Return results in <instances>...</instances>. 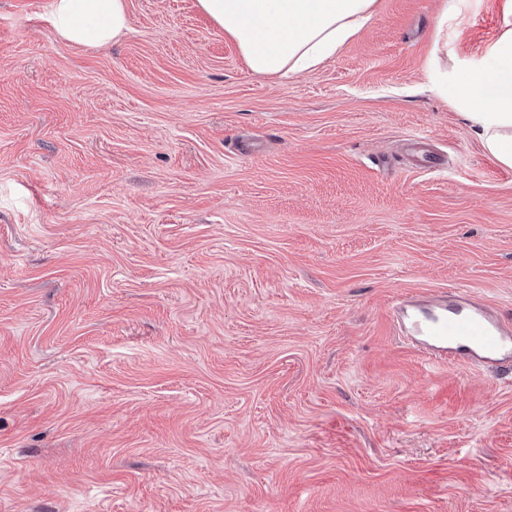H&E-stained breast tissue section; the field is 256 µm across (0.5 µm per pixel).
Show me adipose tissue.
<instances>
[{"instance_id": "obj_1", "label": "adipose tissue", "mask_w": 512, "mask_h": 512, "mask_svg": "<svg viewBox=\"0 0 512 512\" xmlns=\"http://www.w3.org/2000/svg\"><path fill=\"white\" fill-rule=\"evenodd\" d=\"M376 0H197L201 12L231 37L250 70L289 78L314 71L373 17ZM507 30L490 50L486 70L449 80L468 109L486 151L512 167V0L504 4ZM51 22L73 44L100 46L130 33L125 0H53Z\"/></svg>"}]
</instances>
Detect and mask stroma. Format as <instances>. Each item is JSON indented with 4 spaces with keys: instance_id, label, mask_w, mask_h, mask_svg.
Wrapping results in <instances>:
<instances>
[{
    "instance_id": "stroma-1",
    "label": "stroma",
    "mask_w": 512,
    "mask_h": 512,
    "mask_svg": "<svg viewBox=\"0 0 512 512\" xmlns=\"http://www.w3.org/2000/svg\"><path fill=\"white\" fill-rule=\"evenodd\" d=\"M51 3L0 0V512H512V378L390 316L512 321V168L429 81L503 0H377L288 79L197 0L107 47Z\"/></svg>"
}]
</instances>
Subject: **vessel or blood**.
<instances>
[{
  "label": "vessel or blood",
  "instance_id": "obj_1",
  "mask_svg": "<svg viewBox=\"0 0 512 512\" xmlns=\"http://www.w3.org/2000/svg\"><path fill=\"white\" fill-rule=\"evenodd\" d=\"M401 329L435 363L466 362L497 376L512 373V325L466 298L398 307Z\"/></svg>",
  "mask_w": 512,
  "mask_h": 512
}]
</instances>
